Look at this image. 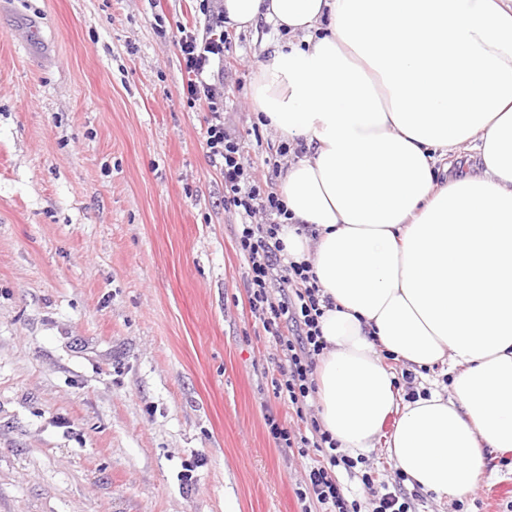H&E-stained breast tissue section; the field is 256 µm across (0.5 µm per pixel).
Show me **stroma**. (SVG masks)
Returning a JSON list of instances; mask_svg holds the SVG:
<instances>
[{
	"label": "stroma",
	"mask_w": 512,
	"mask_h": 512,
	"mask_svg": "<svg viewBox=\"0 0 512 512\" xmlns=\"http://www.w3.org/2000/svg\"><path fill=\"white\" fill-rule=\"evenodd\" d=\"M200 0H0V512H301L317 453L277 447L282 355L252 317L239 222L181 99ZM227 122L282 35L231 32ZM512 464L415 512H507Z\"/></svg>",
	"instance_id": "1"
}]
</instances>
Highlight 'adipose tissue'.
I'll return each mask as SVG.
<instances>
[{"mask_svg": "<svg viewBox=\"0 0 512 512\" xmlns=\"http://www.w3.org/2000/svg\"><path fill=\"white\" fill-rule=\"evenodd\" d=\"M236 30L286 32L252 103L303 143L279 183L280 238L331 305L321 424L466 497L485 451H512V0H224ZM480 173H455L462 144ZM448 367V393L402 403L380 351Z\"/></svg>", "mask_w": 512, "mask_h": 512, "instance_id": "ef3b65f1", "label": "adipose tissue"}]
</instances>
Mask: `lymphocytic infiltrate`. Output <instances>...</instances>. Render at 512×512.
Returning a JSON list of instances; mask_svg holds the SVG:
<instances>
[{"instance_id":"1","label":"lymphocytic infiltrate","mask_w":512,"mask_h":512,"mask_svg":"<svg viewBox=\"0 0 512 512\" xmlns=\"http://www.w3.org/2000/svg\"><path fill=\"white\" fill-rule=\"evenodd\" d=\"M174 42L187 74L183 100L188 108L209 114L205 145L224 177V207L240 218L235 242L249 267L250 312L284 357L278 378L271 381L273 396L291 404L306 423L305 432L294 435L271 416L270 434L278 447L312 448L320 455L298 489L299 500L316 501L320 512H360L359 502L348 500L336 480L335 469L341 466L361 469L360 481L374 503L372 512H411V499L403 490L377 483L372 468H359L357 460L341 454L338 442L306 414L307 399L316 390V361L327 348L319 324L324 314L320 289L309 263L285 261L279 231L290 215L277 190L256 179L239 136L224 122V69L231 38L223 13H216L202 29L178 26Z\"/></svg>"}]
</instances>
